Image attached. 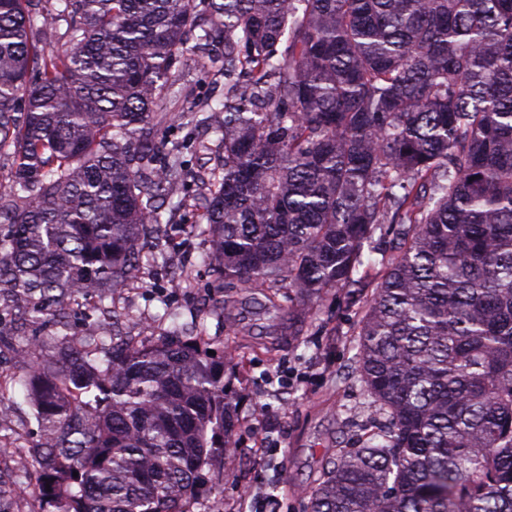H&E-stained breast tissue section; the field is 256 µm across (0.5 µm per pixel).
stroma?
<instances>
[{
  "instance_id": "obj_1",
  "label": "stroma",
  "mask_w": 512,
  "mask_h": 512,
  "mask_svg": "<svg viewBox=\"0 0 512 512\" xmlns=\"http://www.w3.org/2000/svg\"><path fill=\"white\" fill-rule=\"evenodd\" d=\"M171 258L191 255L189 272L199 286L185 293L146 281L135 294L114 297L119 321L103 317V330L138 337L150 344L179 332L194 336L203 323L213 348L232 353L243 365L226 393L237 414L231 454L235 467L225 470L192 512H258L259 501L274 497L280 512H307L317 487L337 451L371 430L374 416L354 377L358 353L357 320L370 290L332 288L313 299L314 311L296 335H282L280 325L239 291V304L225 310L224 292L212 273V245L187 233L174 234ZM19 337L0 349V364L10 384L0 396V441L8 451L32 449L37 422L22 384L27 338L53 333V319L18 320Z\"/></svg>"
}]
</instances>
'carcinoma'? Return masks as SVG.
Returning <instances> with one entry per match:
<instances>
[{"mask_svg": "<svg viewBox=\"0 0 512 512\" xmlns=\"http://www.w3.org/2000/svg\"><path fill=\"white\" fill-rule=\"evenodd\" d=\"M189 51L227 87L221 126L179 108L218 136L208 173L149 138ZM0 159V289L35 320L164 263L194 178L217 278L288 335L304 302L377 279L356 375L378 426L310 512H512V0H0ZM57 324L24 377L36 512H191L224 478L234 358L200 336L102 366V331Z\"/></svg>", "mask_w": 512, "mask_h": 512, "instance_id": "obj_1", "label": "carcinoma"}]
</instances>
